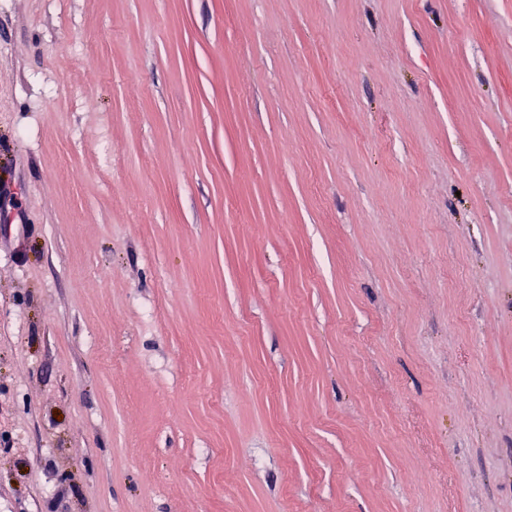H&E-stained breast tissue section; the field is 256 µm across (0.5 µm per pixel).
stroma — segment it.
I'll list each match as a JSON object with an SVG mask.
<instances>
[{
  "label": "stroma",
  "instance_id": "1",
  "mask_svg": "<svg viewBox=\"0 0 512 512\" xmlns=\"http://www.w3.org/2000/svg\"><path fill=\"white\" fill-rule=\"evenodd\" d=\"M0 512H512V0H0Z\"/></svg>",
  "mask_w": 512,
  "mask_h": 512
}]
</instances>
